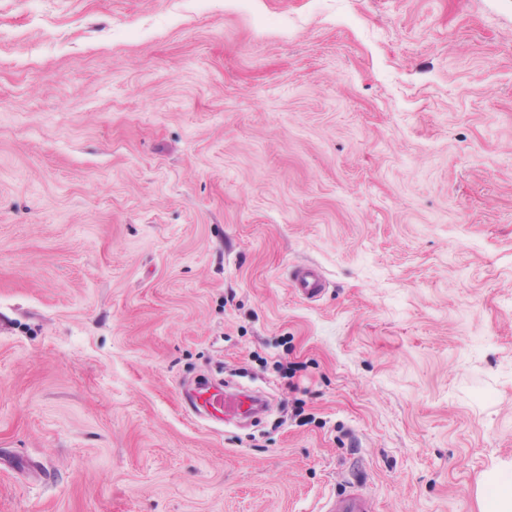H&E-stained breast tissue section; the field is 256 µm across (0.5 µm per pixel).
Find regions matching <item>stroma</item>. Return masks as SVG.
<instances>
[{
  "label": "stroma",
  "mask_w": 512,
  "mask_h": 512,
  "mask_svg": "<svg viewBox=\"0 0 512 512\" xmlns=\"http://www.w3.org/2000/svg\"><path fill=\"white\" fill-rule=\"evenodd\" d=\"M238 368L262 424L188 413ZM509 465L512 0H0V512H482ZM291 288L301 298L315 301L324 294L326 283L318 268L310 265L300 266L291 274ZM349 481V485L331 496L321 512H373L372 501L364 486Z\"/></svg>",
  "instance_id": "1"
}]
</instances>
